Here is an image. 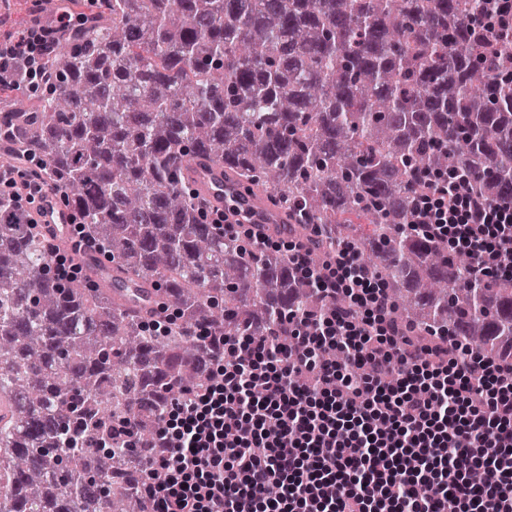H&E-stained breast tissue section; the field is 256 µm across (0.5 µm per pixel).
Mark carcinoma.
I'll use <instances>...</instances> for the list:
<instances>
[{"label": "carcinoma", "mask_w": 512, "mask_h": 512, "mask_svg": "<svg viewBox=\"0 0 512 512\" xmlns=\"http://www.w3.org/2000/svg\"><path fill=\"white\" fill-rule=\"evenodd\" d=\"M55 28L48 94L0 102V178L42 159L112 271L163 292L166 336L121 291L51 273L33 214L0 197V512H147L135 476L166 409L207 385L218 334L292 338L316 274L352 243L416 349L512 351V276L414 232L430 177L512 195V33L478 36L486 0H97ZM224 166L280 213L244 246L206 223L190 162ZM365 216L350 224L345 215ZM287 235L314 252L298 278ZM136 433L127 436L126 424Z\"/></svg>", "instance_id": "obj_1"}]
</instances>
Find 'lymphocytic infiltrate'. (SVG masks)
I'll list each match as a JSON object with an SVG mask.
<instances>
[{
	"instance_id": "f902f5d3",
	"label": "lymphocytic infiltrate",
	"mask_w": 512,
	"mask_h": 512,
	"mask_svg": "<svg viewBox=\"0 0 512 512\" xmlns=\"http://www.w3.org/2000/svg\"><path fill=\"white\" fill-rule=\"evenodd\" d=\"M416 231L469 252L480 270L512 255V198L482 205L467 182L438 178ZM325 297L349 298L295 343L226 335L219 384L172 406L156 464L140 477L152 512H512V362L458 346H408L393 302L343 243L322 275ZM341 346L348 363L322 355ZM495 484L480 480L485 470Z\"/></svg>"
}]
</instances>
